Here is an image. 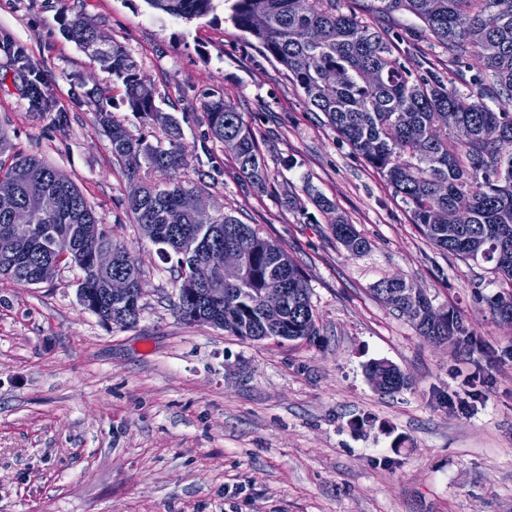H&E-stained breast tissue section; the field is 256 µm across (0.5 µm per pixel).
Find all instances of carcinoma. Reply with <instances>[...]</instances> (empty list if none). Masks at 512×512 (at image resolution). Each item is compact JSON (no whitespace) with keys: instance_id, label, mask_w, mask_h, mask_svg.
<instances>
[{"instance_id":"obj_1","label":"carcinoma","mask_w":512,"mask_h":512,"mask_svg":"<svg viewBox=\"0 0 512 512\" xmlns=\"http://www.w3.org/2000/svg\"><path fill=\"white\" fill-rule=\"evenodd\" d=\"M150 7L173 18L193 19L216 9L215 0H147ZM229 18L248 34L261 52L281 65L307 102L322 112L339 138L380 172L409 207L420 234L438 250L464 260L492 264L493 282L505 288L486 299L493 316L512 313V0H377L379 12L406 11L422 23V31L448 51V62L465 63L478 55L483 70L473 77L478 87L464 94L435 74L415 77L406 67L395 40L382 33L341 0H224ZM62 33L124 88V101L144 125L160 128L168 144L135 136L98 102L96 124L110 143L112 159L127 169L126 205L136 224L157 228L160 254L175 260L181 275L174 307L185 321L198 312L214 327L243 340L297 341L318 334L306 276L288 251L262 236L251 224L219 212L205 219L186 214L180 199L199 187L181 179L186 160L179 148V121L157 104L154 83L142 65L118 41L97 43L84 27L81 13L63 11ZM492 99L491 108L485 99ZM208 138L233 154L250 182L264 184L268 169L250 125L242 113L211 93L199 106ZM169 175L164 182L141 176V170ZM54 169L36 155H13L0 165V180L16 182L12 205L31 210L29 224L17 227L10 208L0 206V238L22 237L29 250L0 257V278L15 281L52 279L65 262L82 274L79 286L91 313L103 323L134 325L144 288L131 251L112 236L97 231L95 208L76 185L53 182ZM459 214L460 227L448 228L443 216ZM336 242L354 255L371 250L352 224L338 218L330 224ZM110 248L112 271L93 263L94 251ZM238 251L244 275L224 286V298L212 305L196 267L224 250ZM128 278L135 294L111 300L101 288L109 275ZM278 288L284 297L277 325L268 322L260 295ZM406 279L383 278L375 291L415 327L425 340L455 344L466 335L461 315L448 310L435 318L428 297L416 293ZM387 373L389 391L409 385L405 374L385 360L372 362Z\"/></svg>"}]
</instances>
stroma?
Instances as JSON below:
<instances>
[{"mask_svg": "<svg viewBox=\"0 0 512 512\" xmlns=\"http://www.w3.org/2000/svg\"><path fill=\"white\" fill-rule=\"evenodd\" d=\"M70 3L128 48L180 118L181 178L302 267L318 334L254 342L176 314V264L141 235L125 168L94 122L96 88L143 133L121 85L62 35L59 0H0V42L25 51L17 68L0 50V128L82 191L132 250L146 289L137 325L123 328L84 310L75 267L39 285L0 279V512H512V328L485 303L500 289L488 263L435 250L225 5L186 21L146 0ZM370 21L394 33L415 76L436 70L473 92L478 58L455 70L413 16ZM34 72L43 109L27 93ZM217 91L249 123L265 185L205 139L197 109ZM336 215L369 240L368 255L336 244ZM392 276L460 313L468 339L419 336L375 292ZM375 360L397 365L410 387L376 391L366 375Z\"/></svg>", "mask_w": 512, "mask_h": 512, "instance_id": "stroma-1", "label": "stroma"}]
</instances>
